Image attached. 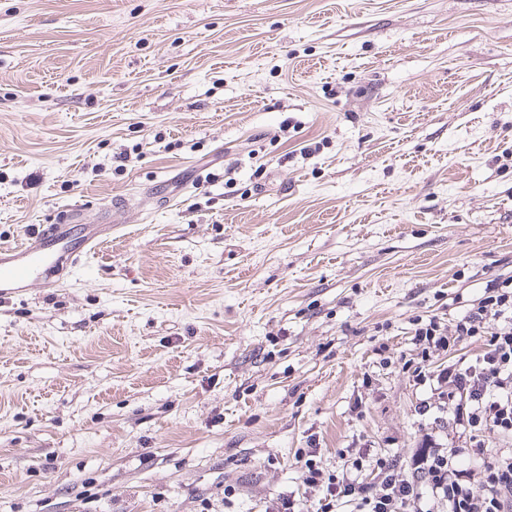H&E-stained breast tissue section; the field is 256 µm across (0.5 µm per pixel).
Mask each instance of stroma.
<instances>
[{"instance_id": "35a3bbf8", "label": "stroma", "mask_w": 512, "mask_h": 512, "mask_svg": "<svg viewBox=\"0 0 512 512\" xmlns=\"http://www.w3.org/2000/svg\"><path fill=\"white\" fill-rule=\"evenodd\" d=\"M111 221L0 298V512H318L512 277V0H0V245Z\"/></svg>"}]
</instances>
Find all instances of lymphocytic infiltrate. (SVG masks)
Segmentation results:
<instances>
[{"label": "lymphocytic infiltrate", "instance_id": "1", "mask_svg": "<svg viewBox=\"0 0 512 512\" xmlns=\"http://www.w3.org/2000/svg\"><path fill=\"white\" fill-rule=\"evenodd\" d=\"M415 334L424 355L483 337L485 348L472 363L454 362L438 373L417 366L412 377L433 384L437 406L464 445L425 435L405 473L393 460L378 458V480L364 483L359 462L323 477L312 460L298 456L304 486L320 493V512H512V453L489 449L484 435L512 437V280H488L476 305L450 325L418 323Z\"/></svg>", "mask_w": 512, "mask_h": 512}]
</instances>
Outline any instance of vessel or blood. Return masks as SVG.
<instances>
[{"label":"vessel or blood","mask_w":512,"mask_h":512,"mask_svg":"<svg viewBox=\"0 0 512 512\" xmlns=\"http://www.w3.org/2000/svg\"><path fill=\"white\" fill-rule=\"evenodd\" d=\"M104 225L89 224L79 242H71L63 224H45L15 246L0 247V288L24 291L34 283L53 287L60 271L77 268L103 240Z\"/></svg>","instance_id":"obj_1"}]
</instances>
